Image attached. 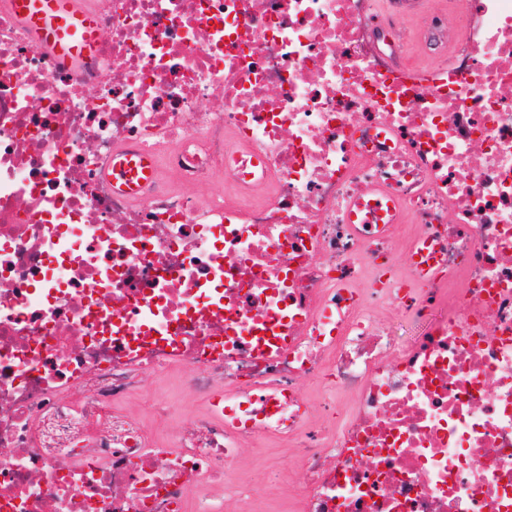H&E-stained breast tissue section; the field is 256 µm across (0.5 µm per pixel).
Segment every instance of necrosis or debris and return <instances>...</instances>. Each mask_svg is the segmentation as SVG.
<instances>
[{"mask_svg":"<svg viewBox=\"0 0 512 512\" xmlns=\"http://www.w3.org/2000/svg\"><path fill=\"white\" fill-rule=\"evenodd\" d=\"M84 2L75 69L0 0V512H251L266 438L287 512H512V0L426 72L377 0ZM157 176L155 162L148 154L129 150L112 158V185H119L131 198H138ZM148 399V393H143L141 395H136L131 398L127 406L134 412H137L138 415L144 420L149 429L153 431V433L159 438H165L164 430L158 425V423L153 419L149 408L146 404ZM247 460V477L251 478L260 487L261 492L274 497L278 493L277 486L268 479V471L280 469L283 482L295 479L294 470L286 467L289 449L283 448L271 441H265L254 448H247L244 452Z\"/></svg>","mask_w":512,"mask_h":512,"instance_id":"1","label":"necrosis or debris"}]
</instances>
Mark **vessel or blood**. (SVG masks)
I'll use <instances>...</instances> for the list:
<instances>
[{
    "instance_id": "b4317fda",
    "label": "vessel or blood",
    "mask_w": 512,
    "mask_h": 512,
    "mask_svg": "<svg viewBox=\"0 0 512 512\" xmlns=\"http://www.w3.org/2000/svg\"><path fill=\"white\" fill-rule=\"evenodd\" d=\"M12 9L63 65L86 62L97 50L100 34L94 16L80 0H12ZM111 179L138 198L157 180L155 162L148 154L127 151L113 157Z\"/></svg>"
}]
</instances>
